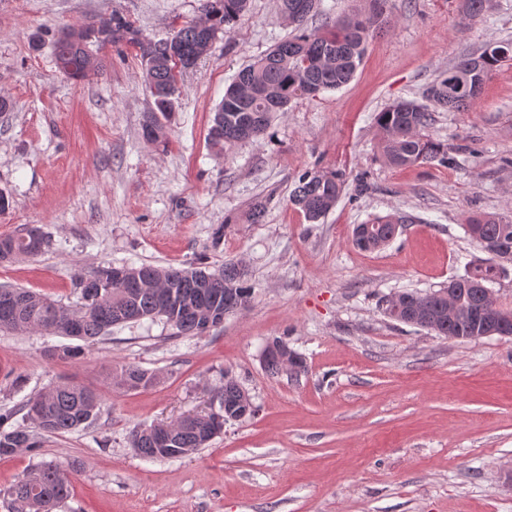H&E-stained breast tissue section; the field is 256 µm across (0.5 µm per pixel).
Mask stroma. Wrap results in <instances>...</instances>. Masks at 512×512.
Listing matches in <instances>:
<instances>
[{
    "mask_svg": "<svg viewBox=\"0 0 512 512\" xmlns=\"http://www.w3.org/2000/svg\"><path fill=\"white\" fill-rule=\"evenodd\" d=\"M122 13L144 37H167L200 0H0V236L34 224L45 252L0 264V285L76 304L78 274L107 264L242 263L252 298L221 328L173 337L160 321L114 326L65 363L66 338L0 332V414L64 383L98 390L89 426L0 459V490L28 468L73 470L57 512H512V337L454 340L390 319L382 301L430 293L481 257L472 218L512 202V64L492 72L467 110L433 114L425 133L450 162L385 163L377 112L426 90L467 54L512 41V0L475 23L461 0H389L354 78L291 103L267 134L220 152L214 110L243 65L291 32L276 0L250 9L183 71L166 146L146 141L144 64L132 46L98 50L99 76L76 80L53 56L58 30ZM335 170L345 190L309 223L289 201L298 176ZM261 223L248 220L255 201ZM404 222L387 246L362 251L356 225ZM306 360L300 376L262 366L272 338ZM152 374L136 390L112 373ZM255 406L209 447L148 461L133 428L210 410L225 378Z\"/></svg>",
    "mask_w": 512,
    "mask_h": 512,
    "instance_id": "1",
    "label": "stroma"
}]
</instances>
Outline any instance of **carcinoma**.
Returning a JSON list of instances; mask_svg holds the SVG:
<instances>
[{
    "label": "carcinoma",
    "mask_w": 512,
    "mask_h": 512,
    "mask_svg": "<svg viewBox=\"0 0 512 512\" xmlns=\"http://www.w3.org/2000/svg\"><path fill=\"white\" fill-rule=\"evenodd\" d=\"M371 2L372 11L365 17L345 16L323 32H307L303 25L317 8V0H279L280 15L298 34L237 73L215 109L209 130L211 145L222 151L257 139L266 133L273 115L286 111L292 101L314 98L349 83L362 61L370 32L388 4V0ZM248 5L249 0H202L200 20L157 41L143 37L118 12L112 14L111 22L97 28V46L130 44L138 49L144 62V85L151 99L142 125L147 141H166L176 119L178 74L207 55L218 34L228 33L229 26L247 11ZM489 6L490 0H462L463 13L471 21L481 17ZM55 58L59 69L73 79H86L101 67L86 45L63 32L55 42ZM511 61L512 43H490L480 54L459 59L448 73L474 72L482 86L493 71ZM447 85L448 79L442 78L429 87L425 104L398 101L378 113L376 125L382 133V155L387 164L412 167L450 160V147L424 134L432 108L465 110L478 99L481 90L450 97ZM343 184V175L337 171H306L295 181L290 201L308 222L316 223L335 207ZM401 223L402 218L387 215L358 224L353 230L354 245L365 251L380 249L386 245L393 226ZM468 232L476 239L495 241L512 249V206L501 214L472 220ZM48 245L40 228L21 227L13 235L0 237V262L37 255ZM238 267L239 263L230 262L210 272L201 267L173 265H108L75 278L80 294V303L75 306L26 288L0 286V330L38 332L89 343L105 336L115 325L158 318L177 337L201 336L220 327L224 316L249 306L251 288L246 285L245 276L236 274ZM503 273L504 268L494 258L477 259L471 263L467 276L450 282L448 287L454 289L459 308L465 311L481 301V286L495 283ZM406 296L410 302L401 311L403 324L406 319L415 318L416 326L457 340H467L483 330V313L451 315L446 298L414 291ZM264 368L274 377L283 373L296 376L305 370V364L296 354L288 366L274 357L264 361ZM117 377V384L127 389L145 388L153 381V376L133 365L122 366ZM219 392L225 404L219 411L136 428L129 436L131 448L143 459L159 460L187 456L206 447L224 410L244 405L249 399L232 379L225 381ZM99 404L97 392L78 384L57 385L39 393L20 407L24 411L21 424L8 432L0 431V457L40 448L45 435L79 429L94 419ZM36 406L41 407L42 415L32 414ZM27 422L32 427L25 426ZM164 435L173 441L166 448L157 444ZM70 489V471L42 462L3 490V496L8 500V512H55Z\"/></svg>",
    "instance_id": "carcinoma-1"
}]
</instances>
